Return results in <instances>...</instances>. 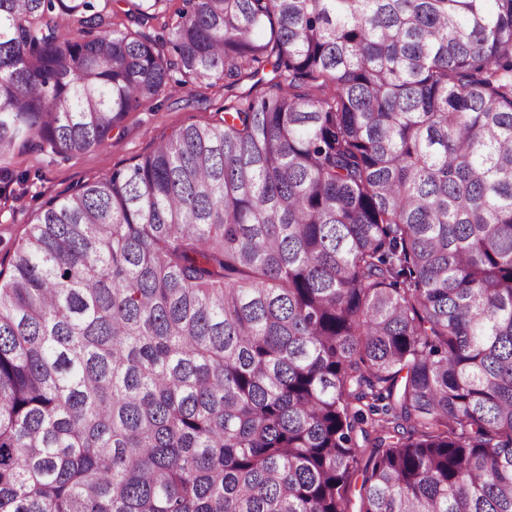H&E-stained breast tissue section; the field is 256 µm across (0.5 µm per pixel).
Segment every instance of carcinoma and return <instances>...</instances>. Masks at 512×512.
Here are the masks:
<instances>
[{
	"label": "carcinoma",
	"mask_w": 512,
	"mask_h": 512,
	"mask_svg": "<svg viewBox=\"0 0 512 512\" xmlns=\"http://www.w3.org/2000/svg\"><path fill=\"white\" fill-rule=\"evenodd\" d=\"M0 0V161L272 78L44 202L0 512H512V0Z\"/></svg>",
	"instance_id": "carcinoma-1"
}]
</instances>
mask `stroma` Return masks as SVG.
Segmentation results:
<instances>
[{
	"label": "stroma",
	"mask_w": 512,
	"mask_h": 512,
	"mask_svg": "<svg viewBox=\"0 0 512 512\" xmlns=\"http://www.w3.org/2000/svg\"><path fill=\"white\" fill-rule=\"evenodd\" d=\"M248 89L245 82L230 91L220 81L213 85H175L160 96L157 110L130 113L106 147L74 156L45 150L15 157L14 170L36 172L37 178L25 185L9 184L0 194V263H6L9 251L21 241L46 198L134 163L164 136L181 127L219 123L228 94L240 95Z\"/></svg>",
	"instance_id": "obj_1"
}]
</instances>
